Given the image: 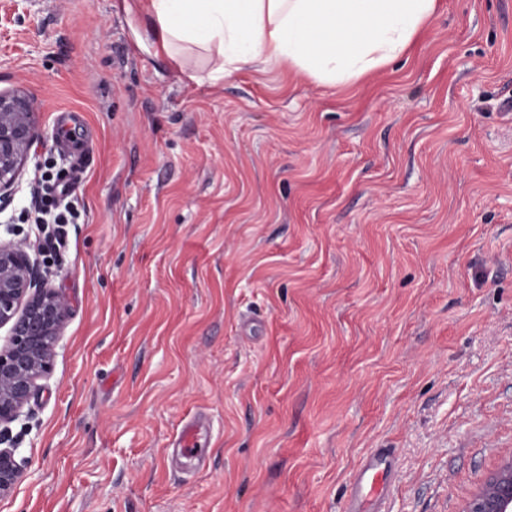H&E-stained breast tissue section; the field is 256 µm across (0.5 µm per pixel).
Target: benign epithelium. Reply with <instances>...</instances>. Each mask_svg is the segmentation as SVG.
Segmentation results:
<instances>
[{
    "label": "benign epithelium",
    "mask_w": 512,
    "mask_h": 512,
    "mask_svg": "<svg viewBox=\"0 0 512 512\" xmlns=\"http://www.w3.org/2000/svg\"><path fill=\"white\" fill-rule=\"evenodd\" d=\"M37 140L35 112L20 92L0 94V199L11 197ZM23 240L0 243V327L10 336L0 348V424L24 416L38 379L52 366L61 331L70 316L65 297L47 286ZM19 443L0 432V498L19 477ZM466 512H512V463L472 497Z\"/></svg>",
    "instance_id": "7a95c632"
}]
</instances>
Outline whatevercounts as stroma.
I'll return each mask as SVG.
<instances>
[{
  "label": "stroma",
  "instance_id": "35a3bbf8",
  "mask_svg": "<svg viewBox=\"0 0 512 512\" xmlns=\"http://www.w3.org/2000/svg\"><path fill=\"white\" fill-rule=\"evenodd\" d=\"M147 2L0 0V93L39 132L0 225L71 307L0 512H345L379 450L383 512H464L512 456V0H439L336 85L196 84ZM45 173L60 244L27 218ZM203 424L200 417H194L187 421L179 434V445L182 453L189 458H201L204 456L200 440Z\"/></svg>",
  "mask_w": 512,
  "mask_h": 512
}]
</instances>
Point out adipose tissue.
<instances>
[{
	"label": "adipose tissue",
	"mask_w": 512,
	"mask_h": 512,
	"mask_svg": "<svg viewBox=\"0 0 512 512\" xmlns=\"http://www.w3.org/2000/svg\"><path fill=\"white\" fill-rule=\"evenodd\" d=\"M435 9L436 0H149L164 53L198 52L213 83L271 65L354 82L402 55Z\"/></svg>",
	"instance_id": "obj_1"
}]
</instances>
